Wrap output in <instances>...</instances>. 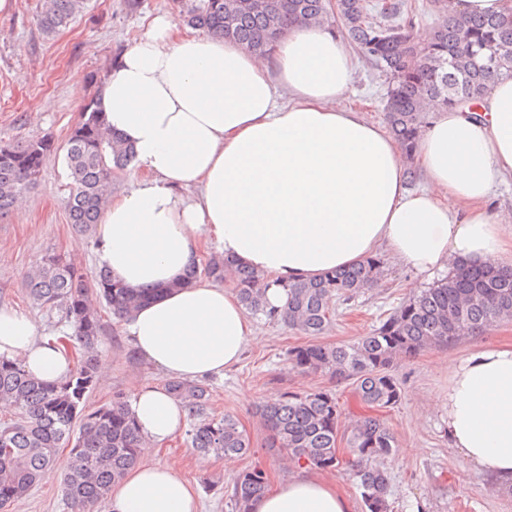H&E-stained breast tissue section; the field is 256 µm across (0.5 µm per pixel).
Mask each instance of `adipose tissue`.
Here are the masks:
<instances>
[{
	"mask_svg": "<svg viewBox=\"0 0 512 512\" xmlns=\"http://www.w3.org/2000/svg\"><path fill=\"white\" fill-rule=\"evenodd\" d=\"M352 82L345 40L301 23L260 57L155 16L109 69L101 107L133 150L140 176L112 198L95 232L101 263L130 289H157L124 324L141 360L199 381L235 366L255 327L235 291L187 273L203 244L284 284L312 280L387 250L418 273L460 261L512 267V224L490 205L512 175V79L476 112L434 113L414 161L362 112L343 105ZM416 165L424 190L407 185ZM0 356L44 381L73 367L31 315L0 307ZM160 444L186 422L158 387L131 405ZM448 443L480 472L512 482V346H479L448 367ZM111 512H198L195 486L172 466L141 464L110 492ZM250 512H352L335 485L308 472L280 480Z\"/></svg>",
	"mask_w": 512,
	"mask_h": 512,
	"instance_id": "ef3b65f1",
	"label": "adipose tissue"
}]
</instances>
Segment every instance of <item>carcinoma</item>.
Here are the masks:
<instances>
[{"mask_svg":"<svg viewBox=\"0 0 512 512\" xmlns=\"http://www.w3.org/2000/svg\"><path fill=\"white\" fill-rule=\"evenodd\" d=\"M189 25L229 39L259 55L273 52L279 36L295 23L328 21L326 0H176ZM84 0H43L39 25L46 33L66 26ZM439 19L427 42L415 39V13L408 0H382L372 13L367 0H336L342 36L389 76L385 120L396 141L413 156L429 112L473 103L492 79L512 77V19L461 15L434 0ZM80 121L67 142L71 179L65 201L68 219L81 234L94 230L106 208L112 174L127 166L132 148L104 127L96 98L80 109ZM53 144L34 140L0 146V219L17 196L34 185ZM386 263L372 254L361 262L318 279L285 284L287 303L269 310L265 292L274 285L232 260L214 257L205 268L216 283L235 284L242 305L270 320L282 321L306 336H319L331 323L333 303L349 300L382 280ZM25 290L41 309L62 308L84 354L69 377L55 383L36 379L21 364L0 357V406L14 419L0 426V505L27 496L69 449L62 495L71 512H90L116 480L141 460L143 441L131 408L121 393L92 410L86 400L98 385L95 351L105 324L97 309L104 304L118 320L129 317L153 291L133 292L105 268L93 282L66 258L55 256L27 277ZM512 321V268L492 261L458 262L448 276L417 292L380 321V326L351 345L310 344L288 353L303 372H328L351 382L359 401L371 411L393 408L402 398L391 373L395 361L455 341L457 329L482 332ZM166 389L187 406L188 437L202 454L234 457L247 453L251 440L231 415L208 412L210 393L202 383L170 380ZM268 447L287 452L297 465L323 471L339 466V401L330 389L286 391L259 408ZM364 512H391L389 479L381 468L395 452L394 437L379 416L359 417L346 438ZM266 472H241L230 489L236 512L267 491Z\"/></svg>","mask_w":512,"mask_h":512,"instance_id":"carcinoma-1","label":"carcinoma"}]
</instances>
